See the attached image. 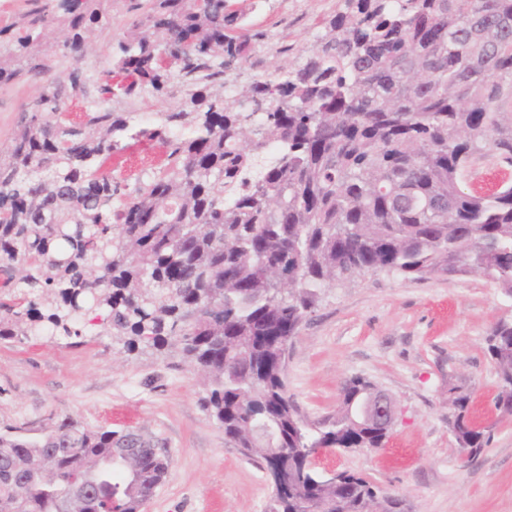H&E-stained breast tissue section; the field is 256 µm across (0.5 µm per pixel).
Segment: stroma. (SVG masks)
<instances>
[{
    "instance_id": "obj_1",
    "label": "stroma",
    "mask_w": 512,
    "mask_h": 512,
    "mask_svg": "<svg viewBox=\"0 0 512 512\" xmlns=\"http://www.w3.org/2000/svg\"><path fill=\"white\" fill-rule=\"evenodd\" d=\"M336 0H267L251 16L255 30L293 47L311 45ZM130 21L125 9L90 36L85 70L109 67L112 45ZM41 82L0 88V145ZM512 319V297L486 279L424 280L366 274L327 288L292 340L287 385L303 413L333 411L343 383L363 377L394 399L398 415L384 448L324 455L399 496L405 512H512V417L493 407L498 391L485 338ZM463 386L471 413L491 429L474 459L460 454L448 429V386ZM200 373L176 351L127 352L109 336L79 344L0 341V430L40 437L68 416L86 428L135 430L158 440L168 473L144 512H265L272 488L204 408Z\"/></svg>"
}]
</instances>
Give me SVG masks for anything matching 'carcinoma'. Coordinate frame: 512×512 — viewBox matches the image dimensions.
Masks as SVG:
<instances>
[{
  "label": "carcinoma",
  "instance_id": "obj_1",
  "mask_svg": "<svg viewBox=\"0 0 512 512\" xmlns=\"http://www.w3.org/2000/svg\"><path fill=\"white\" fill-rule=\"evenodd\" d=\"M119 2L31 0L0 26V86L46 73L54 25L74 60L0 147V340L58 344L89 326L129 352L176 347L224 439L266 474V512H404L362 476L306 466L317 448L383 447L363 412L380 388L350 378L311 419L282 346L325 288L370 272L478 275L512 296V183L461 185L480 157L512 164V0H336L312 46L226 96L212 88L237 85L265 46L254 0H128L110 67L88 74L90 34ZM175 85L177 105L151 121L109 106ZM136 143L161 145L163 162L116 178L112 156ZM486 350L494 407L512 416V320ZM469 402L448 386L449 431L471 458L490 430ZM168 464L151 438L70 417L38 440L8 428L0 512H141Z\"/></svg>",
  "mask_w": 512,
  "mask_h": 512
}]
</instances>
